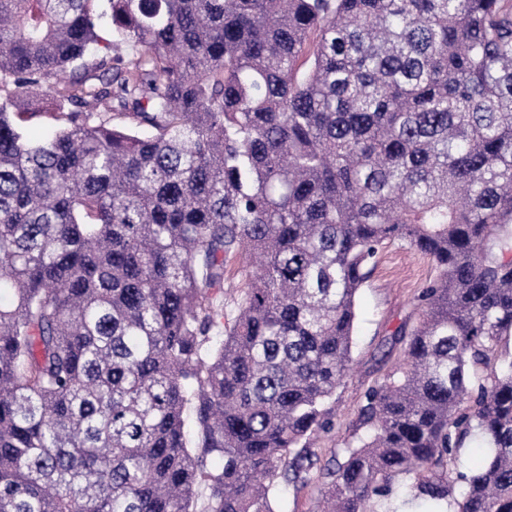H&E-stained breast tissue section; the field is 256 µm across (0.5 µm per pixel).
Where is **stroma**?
<instances>
[{"mask_svg": "<svg viewBox=\"0 0 512 512\" xmlns=\"http://www.w3.org/2000/svg\"><path fill=\"white\" fill-rule=\"evenodd\" d=\"M433 275L430 259L401 242H390L380 250L356 297L352 366L336 390L333 429L316 442L323 458L352 440L366 390L399 364L402 346L395 343L393 333L399 326L411 329L418 324L416 297Z\"/></svg>", "mask_w": 512, "mask_h": 512, "instance_id": "obj_1", "label": "stroma"}]
</instances>
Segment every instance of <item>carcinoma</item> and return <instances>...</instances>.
<instances>
[{
    "instance_id": "cac0c4a2",
    "label": "carcinoma",
    "mask_w": 512,
    "mask_h": 512,
    "mask_svg": "<svg viewBox=\"0 0 512 512\" xmlns=\"http://www.w3.org/2000/svg\"><path fill=\"white\" fill-rule=\"evenodd\" d=\"M396 240L422 319L322 465ZM507 334L512 0H0V512H512ZM319 489L315 486L296 492L292 486L283 489L273 503L276 512H310L319 501Z\"/></svg>"
}]
</instances>
